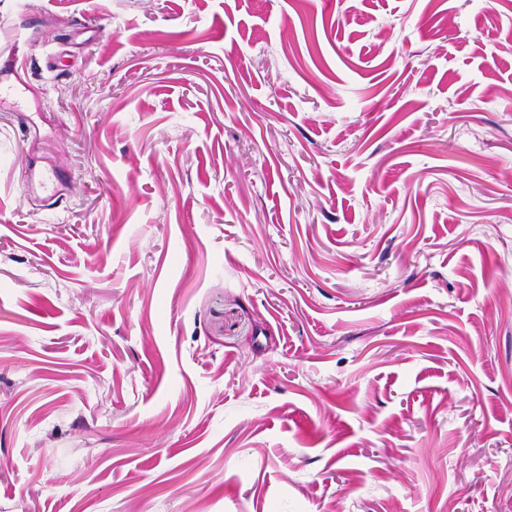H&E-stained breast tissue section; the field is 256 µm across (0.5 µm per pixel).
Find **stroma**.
<instances>
[{
	"instance_id": "1",
	"label": "stroma",
	"mask_w": 512,
	"mask_h": 512,
	"mask_svg": "<svg viewBox=\"0 0 512 512\" xmlns=\"http://www.w3.org/2000/svg\"><path fill=\"white\" fill-rule=\"evenodd\" d=\"M16 48L0 512H512V0H0Z\"/></svg>"
}]
</instances>
